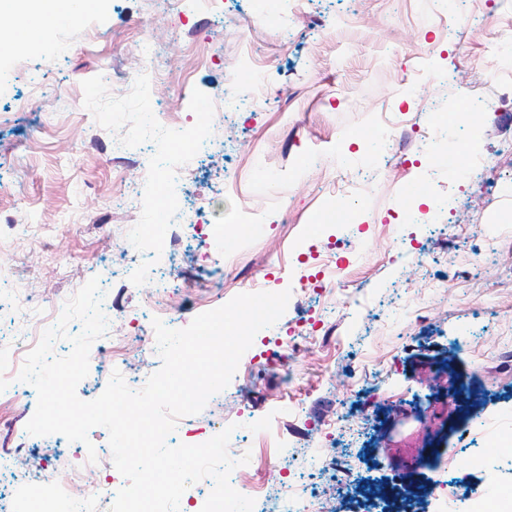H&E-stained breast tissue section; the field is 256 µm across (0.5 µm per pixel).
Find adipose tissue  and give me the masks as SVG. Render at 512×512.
I'll use <instances>...</instances> for the list:
<instances>
[{
    "label": "adipose tissue",
    "mask_w": 512,
    "mask_h": 512,
    "mask_svg": "<svg viewBox=\"0 0 512 512\" xmlns=\"http://www.w3.org/2000/svg\"><path fill=\"white\" fill-rule=\"evenodd\" d=\"M99 0H0V17L13 25L5 32V42L28 51H38L43 33L59 23L76 25L80 13L98 8Z\"/></svg>",
    "instance_id": "obj_1"
}]
</instances>
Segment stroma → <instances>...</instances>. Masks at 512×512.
I'll list each match as a JSON object with an SVG mask.
<instances>
[{"mask_svg": "<svg viewBox=\"0 0 512 512\" xmlns=\"http://www.w3.org/2000/svg\"><path fill=\"white\" fill-rule=\"evenodd\" d=\"M457 17L449 25L443 0H217L202 14L112 0L77 28L50 29L39 52L11 51L0 64V214L13 220L0 235L11 282L0 342L34 330L14 292L52 312L74 282L98 278L109 329L76 389L91 401L112 375L111 340H128L123 371L136 390L161 366L154 319L182 329L250 287L287 290L284 314L255 335L229 385L178 420L169 445L232 428L230 447L251 463L231 485L279 487L271 463L281 457L291 482L317 488L312 512L396 487L435 512L433 482L444 478L475 498L512 490V449L500 447L512 440V364L489 372L473 356L512 350V113L493 107L512 92V50L485 52L494 29L512 28V0H457ZM150 66L159 80H145ZM255 84L263 105L216 107ZM200 99L212 104L204 117ZM437 107L466 113L450 124ZM384 115L388 141L368 133ZM470 141L492 166L464 176L448 159ZM116 154L134 167L115 166ZM409 184L426 202L406 197ZM158 194L183 211L180 253L132 259L113 234L137 245ZM345 203L350 222H321ZM325 262L353 287H317ZM158 288L170 304L159 317L142 309ZM315 326L328 328L324 342L250 364ZM291 371L299 385L284 406ZM36 405L35 388L21 400L0 389V487L12 512L32 501L28 466L69 487L73 457L87 453L72 442L65 459L60 435L28 434ZM476 447L495 454L460 466ZM346 457L349 484L324 477Z\"/></svg>", "mask_w": 512, "mask_h": 512, "instance_id": "stroma-1", "label": "stroma"}]
</instances>
